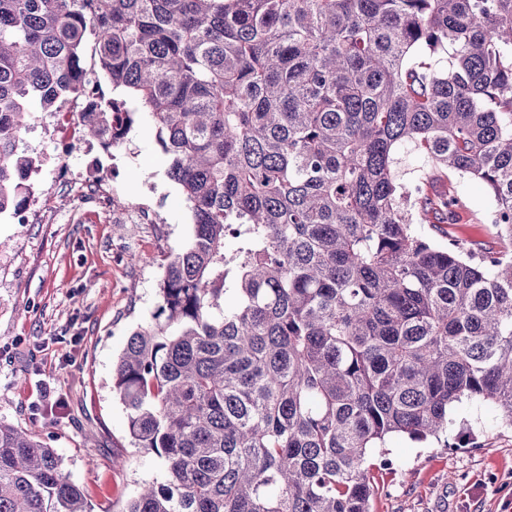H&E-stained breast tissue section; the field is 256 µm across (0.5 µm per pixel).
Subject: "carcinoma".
Masks as SVG:
<instances>
[{"label": "carcinoma", "instance_id": "carcinoma-1", "mask_svg": "<svg viewBox=\"0 0 512 512\" xmlns=\"http://www.w3.org/2000/svg\"><path fill=\"white\" fill-rule=\"evenodd\" d=\"M88 55L124 97L82 137L121 147L112 108L139 103L193 224L113 370L167 472L124 512H371L389 437L476 446L448 433L464 401L512 429V0H0V214L32 194V108L92 94ZM455 177L485 185L500 250L416 230ZM0 512L90 509L0 422Z\"/></svg>", "mask_w": 512, "mask_h": 512}]
</instances>
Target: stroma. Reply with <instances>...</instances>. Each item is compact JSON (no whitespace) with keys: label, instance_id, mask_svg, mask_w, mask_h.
<instances>
[{"label":"stroma","instance_id":"1","mask_svg":"<svg viewBox=\"0 0 512 512\" xmlns=\"http://www.w3.org/2000/svg\"><path fill=\"white\" fill-rule=\"evenodd\" d=\"M139 109L128 141L104 151L72 143L52 112L35 110L26 146L40 166L31 178L32 218H0V421L36 431L62 472L87 492L92 512H123L146 483L165 482L161 459L135 445L112 372L130 335L153 321L163 264L193 233L179 185ZM115 185L113 202L78 196L73 183ZM461 200L452 224H422L436 244L460 239L499 249L488 222L492 201L477 180L454 183ZM140 200L158 223L128 224L113 206ZM448 428L473 432L480 446L388 440L389 465L368 463L372 512H512V431L494 406L464 402Z\"/></svg>","mask_w":512,"mask_h":512}]
</instances>
